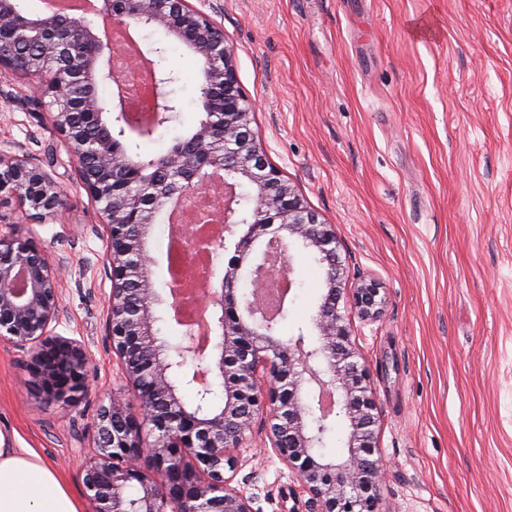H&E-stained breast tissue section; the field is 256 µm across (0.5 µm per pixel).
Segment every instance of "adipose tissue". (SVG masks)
<instances>
[{
  "label": "adipose tissue",
  "mask_w": 512,
  "mask_h": 512,
  "mask_svg": "<svg viewBox=\"0 0 512 512\" xmlns=\"http://www.w3.org/2000/svg\"><path fill=\"white\" fill-rule=\"evenodd\" d=\"M55 466L0 432V512H82Z\"/></svg>",
  "instance_id": "ef3b65f1"
}]
</instances>
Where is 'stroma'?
Masks as SVG:
<instances>
[{
  "mask_svg": "<svg viewBox=\"0 0 512 512\" xmlns=\"http://www.w3.org/2000/svg\"><path fill=\"white\" fill-rule=\"evenodd\" d=\"M251 127L267 161L335 225L351 272L371 274L386 303L353 322L371 370L378 512H512V0H219ZM180 112L135 153H164L202 113L200 58L155 27ZM29 80L0 75V153H32L64 191L36 219L0 200V233L34 237L65 257L64 315L54 332L81 341L89 385L67 407L38 402L27 356L0 343V428L83 494L81 460L99 406L133 391L106 331L112 288L99 207ZM282 339L317 310L322 272L298 252ZM257 512H307L296 474L253 433L235 449Z\"/></svg>",
  "mask_w": 512,
  "mask_h": 512,
  "instance_id": "1",
  "label": "stroma"
}]
</instances>
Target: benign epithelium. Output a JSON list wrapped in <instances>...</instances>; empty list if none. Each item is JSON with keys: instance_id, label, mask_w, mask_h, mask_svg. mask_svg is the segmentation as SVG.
I'll list each match as a JSON object with an SVG mask.
<instances>
[{"instance_id": "obj_1", "label": "benign epithelium", "mask_w": 512, "mask_h": 512, "mask_svg": "<svg viewBox=\"0 0 512 512\" xmlns=\"http://www.w3.org/2000/svg\"><path fill=\"white\" fill-rule=\"evenodd\" d=\"M198 2L101 0L113 26L161 28L204 66L201 99L208 112L191 133L195 152L176 146L148 166L117 146L138 126L128 109L124 72L108 64L100 30L82 17L49 10L33 16L20 11L17 0H0V73L49 75L37 92L50 98L54 127L100 205L112 281L107 331L121 375L139 402L134 410L114 395L99 409L93 452L82 460L91 512H257L255 498L232 485L239 461L228 454L244 447L257 424L264 447L299 477L309 512H377L383 470L376 457L377 405L369 367L339 304L371 322L385 299L374 280H350L333 225L320 220L267 162L251 127L255 104L239 84L234 46L214 18L219 7ZM148 63L154 112L145 130L151 132L179 107L169 91L174 78ZM100 82L115 87L109 121L95 94ZM217 140L224 142L222 159L209 150ZM135 182L162 192L150 199L130 190ZM245 186L247 194L239 191ZM2 193L37 218L56 213L62 202L60 186L29 153H0ZM206 193L224 204V234L206 239L194 229L184 232L182 252L215 255L226 236L238 235L235 256L220 269L210 266L198 298L208 315L211 347L201 346L183 318L184 300L174 282L166 286L180 342L165 347L153 312L159 295L148 239L171 205H191ZM297 250L326 265L309 346L271 332L285 303L272 313L261 300L275 272L293 284ZM65 264L30 237L0 234V342L29 354L31 382L45 405H67L88 388L89 354L52 327L63 312ZM217 385L224 392L219 407L210 403ZM185 387L195 393L191 405L182 398ZM337 424L345 430V452L331 460L318 449ZM146 428L153 434L149 444Z\"/></svg>"}]
</instances>
